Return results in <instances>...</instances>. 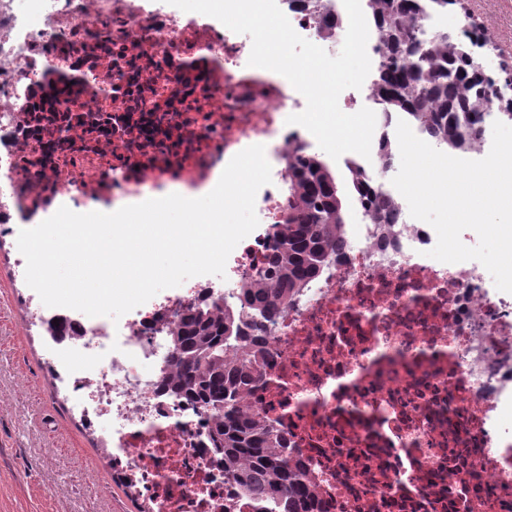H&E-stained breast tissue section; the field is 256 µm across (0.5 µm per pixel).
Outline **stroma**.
<instances>
[{
	"label": "stroma",
	"instance_id": "obj_1",
	"mask_svg": "<svg viewBox=\"0 0 512 512\" xmlns=\"http://www.w3.org/2000/svg\"><path fill=\"white\" fill-rule=\"evenodd\" d=\"M447 30H484L491 75L512 67V0H466ZM0 239V512H136L95 438L49 373L37 309Z\"/></svg>",
	"mask_w": 512,
	"mask_h": 512
}]
</instances>
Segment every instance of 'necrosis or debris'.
Masks as SVG:
<instances>
[{
    "mask_svg": "<svg viewBox=\"0 0 512 512\" xmlns=\"http://www.w3.org/2000/svg\"><path fill=\"white\" fill-rule=\"evenodd\" d=\"M250 52L167 0H0V224L61 197L196 189L256 144L272 182L255 210L277 224L288 158L314 137L286 122L304 97ZM395 225L386 241L352 225L338 263L271 326L250 404L313 470L322 512H512V298L479 261L431 258L437 234L407 206ZM272 246L244 238L223 285L184 281L118 322L59 311L71 397L143 512H224L209 415L160 390L164 334L182 303L230 296Z\"/></svg>",
    "mask_w": 512,
    "mask_h": 512,
    "instance_id": "1",
    "label": "necrosis or debris"
}]
</instances>
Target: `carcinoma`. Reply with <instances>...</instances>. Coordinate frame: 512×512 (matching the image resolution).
<instances>
[{"mask_svg": "<svg viewBox=\"0 0 512 512\" xmlns=\"http://www.w3.org/2000/svg\"><path fill=\"white\" fill-rule=\"evenodd\" d=\"M426 7L423 0H369L382 72L373 94L386 100L385 122L402 116L436 143L452 141L472 151L479 117L493 104L458 43L418 40L416 23ZM325 167L320 156L302 148L288 158V196L273 252L241 279L234 303L194 304L168 330L172 354L162 385L210 415L207 443L224 468L227 512H321L315 475L288 447L277 422L251 409L247 399L268 383L273 359L269 339L255 332L329 268L344 242L342 199ZM347 169L370 223L384 228L379 238L392 237L398 205L358 162H348Z\"/></svg>", "mask_w": 512, "mask_h": 512, "instance_id": "carcinoma-1", "label": "carcinoma"}]
</instances>
